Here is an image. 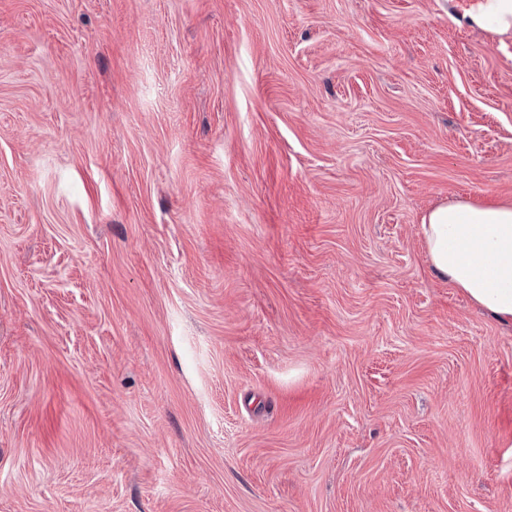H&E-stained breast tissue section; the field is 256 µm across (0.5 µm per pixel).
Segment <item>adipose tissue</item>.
I'll list each match as a JSON object with an SVG mask.
<instances>
[{"mask_svg": "<svg viewBox=\"0 0 512 512\" xmlns=\"http://www.w3.org/2000/svg\"><path fill=\"white\" fill-rule=\"evenodd\" d=\"M476 28L512 33V0H473ZM430 267L478 307L512 323V204L496 200L444 203L421 217Z\"/></svg>", "mask_w": 512, "mask_h": 512, "instance_id": "obj_1", "label": "adipose tissue"}]
</instances>
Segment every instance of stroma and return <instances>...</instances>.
I'll return each instance as SVG.
<instances>
[{
  "label": "stroma",
  "mask_w": 512,
  "mask_h": 512,
  "mask_svg": "<svg viewBox=\"0 0 512 512\" xmlns=\"http://www.w3.org/2000/svg\"><path fill=\"white\" fill-rule=\"evenodd\" d=\"M469 4L0 0V512H512L420 227L512 202Z\"/></svg>",
  "instance_id": "1"
}]
</instances>
